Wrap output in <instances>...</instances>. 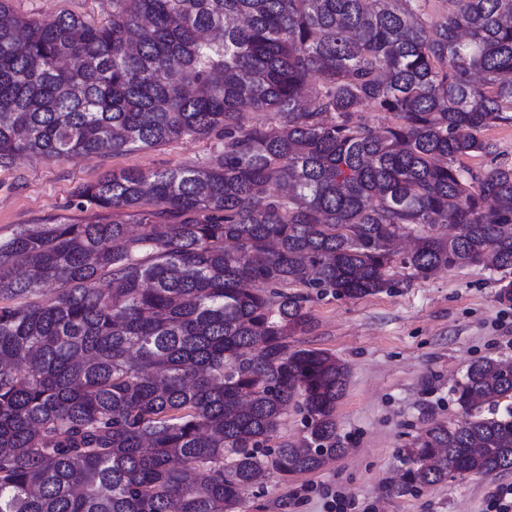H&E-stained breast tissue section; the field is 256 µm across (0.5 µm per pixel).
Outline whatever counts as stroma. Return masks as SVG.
Returning <instances> with one entry per match:
<instances>
[{
	"label": "stroma",
	"mask_w": 512,
	"mask_h": 512,
	"mask_svg": "<svg viewBox=\"0 0 512 512\" xmlns=\"http://www.w3.org/2000/svg\"><path fill=\"white\" fill-rule=\"evenodd\" d=\"M19 16L76 13L99 22L112 0H14ZM218 136L187 138L130 154L62 161L19 156L0 165V237L22 225L94 224L111 211L83 202L79 192L103 174L126 168L201 165ZM501 271L481 265L440 270L409 286L374 296H327L310 303L311 330L299 346L329 351L351 375L336 406L346 449L320 469L248 490L246 512H324V493L344 491L374 512H494L492 494L512 485V471L467 475L406 495L391 481L404 450L430 425L459 420L454 388L475 361L512 363V306L495 298Z\"/></svg>",
	"instance_id": "obj_1"
}]
</instances>
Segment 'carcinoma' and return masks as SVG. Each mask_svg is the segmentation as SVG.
<instances>
[{
  "instance_id": "carcinoma-1",
  "label": "carcinoma",
  "mask_w": 512,
  "mask_h": 512,
  "mask_svg": "<svg viewBox=\"0 0 512 512\" xmlns=\"http://www.w3.org/2000/svg\"><path fill=\"white\" fill-rule=\"evenodd\" d=\"M438 2L112 0L97 23L0 0V165L224 139L82 191L135 232L0 240V512H242L346 452L349 367L292 340L313 296L512 270V166L467 164L512 124V0ZM455 394L461 419L407 449L394 492L512 471V372L475 362Z\"/></svg>"
}]
</instances>
